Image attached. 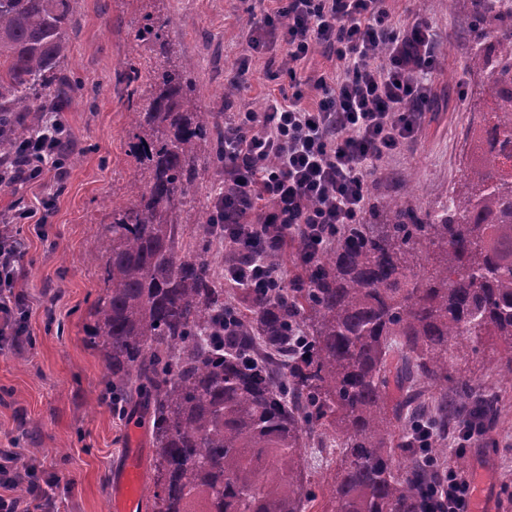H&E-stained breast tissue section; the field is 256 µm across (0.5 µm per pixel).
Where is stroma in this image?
<instances>
[{
    "label": "stroma",
    "mask_w": 512,
    "mask_h": 512,
    "mask_svg": "<svg viewBox=\"0 0 512 512\" xmlns=\"http://www.w3.org/2000/svg\"><path fill=\"white\" fill-rule=\"evenodd\" d=\"M395 21L428 20L436 35L432 94L425 120L404 153L383 165L371 184L376 196L431 209L462 175L466 121L476 76L465 67L474 45L466 10L448 0H392ZM264 9L259 0H77L69 32L73 53L66 65L100 94H77L63 119L75 149L63 180L53 177L0 189V211L27 212L16 228L24 244L19 285L21 317L30 338L0 351V448L18 446L26 464L55 474L54 512H113L112 484L130 448L151 460L148 426L140 414L119 417L102 401L106 370L89 349L85 328L90 307L105 285L99 269L108 243L112 208L127 200L137 164L128 151L135 131L129 114L127 64L152 63L156 48L131 49V31L145 15L171 18L167 31L178 56L195 61L194 78L203 107L227 100L262 111L268 94L287 89L288 76L268 57L246 55V25ZM249 61L245 88L230 91L228 75ZM39 447L40 455L29 452ZM461 475L485 472L494 512H512V392L490 435L449 455Z\"/></svg>",
    "instance_id": "obj_1"
}]
</instances>
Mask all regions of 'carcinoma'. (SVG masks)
I'll use <instances>...</instances> for the list:
<instances>
[{
  "label": "carcinoma",
  "mask_w": 512,
  "mask_h": 512,
  "mask_svg": "<svg viewBox=\"0 0 512 512\" xmlns=\"http://www.w3.org/2000/svg\"><path fill=\"white\" fill-rule=\"evenodd\" d=\"M73 2L0 0V162L34 135L30 113L72 99ZM467 6L468 67L488 92L448 198L424 213L370 203L318 257L296 241L307 276L247 284L232 308L212 216L191 217L199 178L224 160L223 113L201 107L171 19L134 28L159 51L125 73L137 170L112 209L86 342L111 405L148 418L151 512H310L315 427L337 448L326 512H430L448 439L497 425L503 395L470 363L487 353L512 384V0Z\"/></svg>",
  "instance_id": "carcinoma-1"
}]
</instances>
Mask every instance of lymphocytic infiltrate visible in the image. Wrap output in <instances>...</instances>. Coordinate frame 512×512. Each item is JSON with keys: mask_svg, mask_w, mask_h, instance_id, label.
I'll return each instance as SVG.
<instances>
[{"mask_svg": "<svg viewBox=\"0 0 512 512\" xmlns=\"http://www.w3.org/2000/svg\"><path fill=\"white\" fill-rule=\"evenodd\" d=\"M278 2L251 18L247 51L255 56L280 49L292 92L268 98L263 111L245 106L225 118L224 185L213 199V221L223 226L227 248L253 251L295 235L315 256L342 226L359 223L374 171L416 137L431 96L435 35L422 20L401 26L386 0ZM380 45L385 55L376 54ZM318 49L337 59L336 71L298 76ZM307 82L317 92L311 101ZM66 131L62 117L47 116L27 179L65 177ZM266 157L274 165L260 166ZM14 221L0 218V347L18 344L25 334L16 317L25 303L16 289L21 243L4 231ZM33 472L15 449L0 448V512H32L36 502L51 506L52 475L35 499L15 495Z\"/></svg>", "mask_w": 512, "mask_h": 512, "instance_id": "1", "label": "lymphocytic infiltrate"}]
</instances>
